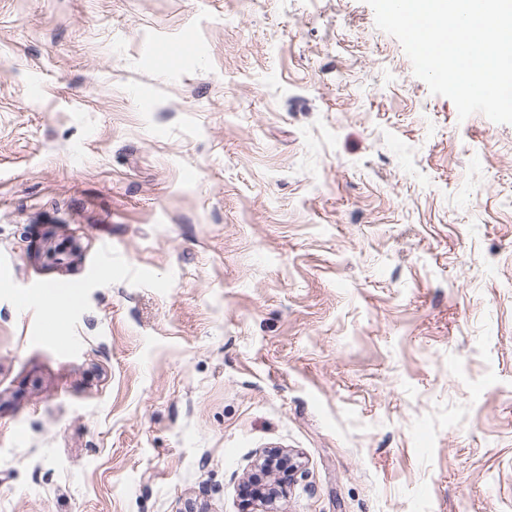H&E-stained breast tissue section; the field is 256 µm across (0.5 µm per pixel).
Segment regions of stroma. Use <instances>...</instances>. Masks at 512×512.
<instances>
[{
	"label": "stroma",
	"mask_w": 512,
	"mask_h": 512,
	"mask_svg": "<svg viewBox=\"0 0 512 512\" xmlns=\"http://www.w3.org/2000/svg\"><path fill=\"white\" fill-rule=\"evenodd\" d=\"M267 448L280 512H512V124L366 0H0V512H241ZM50 292L54 294H65L77 297L79 294V288L82 286L79 283L74 282H56L49 287ZM49 291H43L40 294V302L45 307H51L55 309L59 317H61L64 312L73 305V301L67 296H56L51 294ZM241 488L242 512H274L276 501L284 496L294 480L298 465L288 451L265 450ZM269 478V480H268Z\"/></svg>",
	"instance_id": "1"
}]
</instances>
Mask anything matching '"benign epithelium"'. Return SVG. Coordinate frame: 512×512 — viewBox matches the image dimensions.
Here are the masks:
<instances>
[{"mask_svg": "<svg viewBox=\"0 0 512 512\" xmlns=\"http://www.w3.org/2000/svg\"><path fill=\"white\" fill-rule=\"evenodd\" d=\"M298 465L288 451H264L241 488L242 512H275L276 501L284 496L294 480Z\"/></svg>", "mask_w": 512, "mask_h": 512, "instance_id": "7a95c632", "label": "benign epithelium"}]
</instances>
